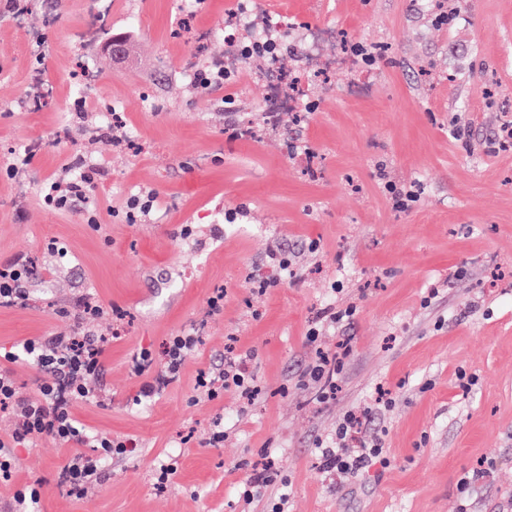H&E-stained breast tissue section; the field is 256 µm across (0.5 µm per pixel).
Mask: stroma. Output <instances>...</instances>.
I'll list each match as a JSON object with an SVG mask.
<instances>
[{"label": "stroma", "instance_id": "1", "mask_svg": "<svg viewBox=\"0 0 512 512\" xmlns=\"http://www.w3.org/2000/svg\"><path fill=\"white\" fill-rule=\"evenodd\" d=\"M254 2L256 19L285 17L277 53L311 113L304 123L287 114L264 125L258 60L217 91L186 75L192 33L223 30L240 0H111L108 23L89 39L85 0H29L20 23L0 12V166L42 145L28 172L0 176V264L23 257L36 268L25 303L0 307V351L72 334L63 310L83 294L127 311L102 375L111 403L75 413L92 431L136 442L104 463L81 500L57 485L67 445L44 437L15 449L0 501L37 480L41 512H240V483L269 449L282 480L261 489L253 512L284 491L290 512H501L512 504V147L497 131L512 121V0ZM307 24L336 29L376 63L320 74L303 45ZM115 37L127 41L120 58ZM35 77L52 90L39 111L25 106ZM89 79L94 109L80 120L70 101ZM361 80L367 93L348 94ZM227 94L255 106V136H239ZM105 111L121 115L133 148L100 151ZM77 155L102 170L93 196L112 218L97 228L39 201L41 181ZM380 164L413 185L417 202L392 207ZM143 191L163 205L130 218L125 201ZM53 239L70 250L66 262L48 255ZM274 252L300 259L295 277L281 279ZM219 288L224 311L206 319ZM330 301L356 311L323 337L352 348L324 402L298 379L311 356L305 334ZM198 324L202 341L180 381L135 404L130 355L161 353ZM229 333L253 352L265 388L244 410L232 392L193 399L196 375L223 362ZM379 386L394 400L373 423L389 464L367 467L355 490L339 488L316 441ZM219 415L228 436L216 448L208 436ZM166 457L178 471L160 493L153 468ZM482 468L460 493L459 480Z\"/></svg>", "mask_w": 512, "mask_h": 512}]
</instances>
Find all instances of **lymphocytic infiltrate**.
Masks as SVG:
<instances>
[{"label":"lymphocytic infiltrate","mask_w":512,"mask_h":512,"mask_svg":"<svg viewBox=\"0 0 512 512\" xmlns=\"http://www.w3.org/2000/svg\"><path fill=\"white\" fill-rule=\"evenodd\" d=\"M100 170L93 165H77L74 174L43 184L41 200L58 212L83 211L88 224H98L100 211L88 204V192L95 186ZM33 269L26 260L15 259L0 266V306H12L28 297L27 285ZM104 308L95 298L80 296L69 313L78 323L76 334L50 341L31 338L20 343L16 351L0 354V412L7 414L12 427L0 436V483L15 476L13 449L26 448L38 439L50 437L71 445L73 452L62 469L69 496L87 497L100 476L103 460L123 456L130 440H119L91 432L75 416L77 404L104 405L110 399L100 386L105 352L110 337L87 329L88 321L100 318ZM354 307L327 308L312 321L306 343L314 353L300 376L304 386L317 390L324 399L334 397L336 380L351 347L341 342L335 351L324 350L320 337L325 326L343 321L354 314ZM201 338L197 332H184L168 337L162 355L143 349L133 353L129 370L142 384L137 402L154 400L170 384L178 382L185 357L194 351ZM25 357L37 370L36 393L18 397L11 369L18 357ZM250 354H236L224 362L199 372L194 388L195 400L212 401L225 390H234L244 405L259 401L264 388L252 366ZM392 405L390 392L378 388L372 406L347 412L331 440L317 443L322 468L342 483L363 472L374 460L382 458L384 448L379 435L368 433L366 426L376 415Z\"/></svg>","instance_id":"lymphocytic-infiltrate-1"}]
</instances>
